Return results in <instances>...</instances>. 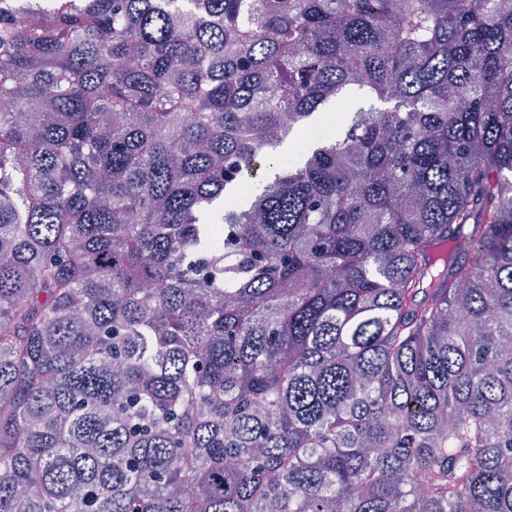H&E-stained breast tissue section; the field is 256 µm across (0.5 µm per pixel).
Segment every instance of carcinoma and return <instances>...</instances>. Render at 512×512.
<instances>
[{
  "mask_svg": "<svg viewBox=\"0 0 512 512\" xmlns=\"http://www.w3.org/2000/svg\"><path fill=\"white\" fill-rule=\"evenodd\" d=\"M43 2L0 512H512V0Z\"/></svg>",
  "mask_w": 512,
  "mask_h": 512,
  "instance_id": "1",
  "label": "carcinoma"
}]
</instances>
